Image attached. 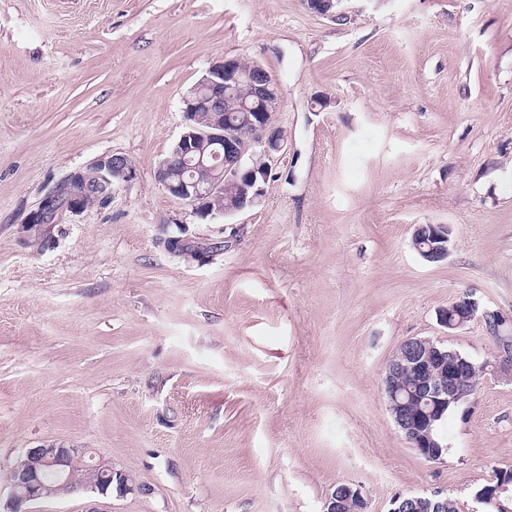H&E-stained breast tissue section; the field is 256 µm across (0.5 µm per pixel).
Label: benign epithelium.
I'll use <instances>...</instances> for the list:
<instances>
[{
  "label": "benign epithelium",
  "mask_w": 512,
  "mask_h": 512,
  "mask_svg": "<svg viewBox=\"0 0 512 512\" xmlns=\"http://www.w3.org/2000/svg\"><path fill=\"white\" fill-rule=\"evenodd\" d=\"M342 0H305L307 8L319 15L341 17ZM185 127L172 153L159 165L157 182L172 198L194 206L197 214L212 218L232 215L256 205L263 195L260 181L267 180L270 162L284 150V135L275 124L279 106L277 83L257 63L244 64L238 57L215 63L183 98ZM262 147L268 159L265 167L249 166L243 134ZM217 144L221 152L205 154L198 144ZM180 169L187 177L173 180ZM128 158L112 154L98 159L88 169L67 176L60 192H49L38 209L27 218L26 227L39 235L46 224L58 222L69 211H80L101 203L114 188L132 179ZM237 187L236 201L222 204L224 188ZM415 250L424 258L448 256L453 248L451 230L446 224H419L414 230ZM493 325L497 314L480 311V303L466 294L441 311L440 324L452 332L477 316ZM475 359L448 350L428 338H409L393 353L382 378L387 410L411 448L425 461L439 457L441 445L432 437L434 423L443 418L450 404L470 400L471 391L463 380L474 367ZM87 451L79 448H29L24 460L13 471L12 512L42 497L47 486L43 477H56L55 490L70 493L93 487H106L99 481L112 477V466L86 461ZM85 469L90 478L78 482L76 468ZM476 502L491 505L501 512H512V480L501 479L475 495ZM390 512H438L434 498L397 495Z\"/></svg>",
  "instance_id": "benign-epithelium-1"
}]
</instances>
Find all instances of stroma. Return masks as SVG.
<instances>
[{
    "label": "stroma",
    "instance_id": "stroma-1",
    "mask_svg": "<svg viewBox=\"0 0 512 512\" xmlns=\"http://www.w3.org/2000/svg\"><path fill=\"white\" fill-rule=\"evenodd\" d=\"M0 0V512L14 461L89 449L127 493L82 489L27 512H322L337 484L370 512L454 497L512 468V380L488 376L423 460L386 408L400 343L479 362L482 320L512 335V0ZM227 56L278 84L285 150L264 195L203 218L155 178L182 98ZM108 154L133 178L24 224L70 172ZM420 224L454 247L430 263ZM199 256L171 252V236ZM421 235L424 237L420 238ZM416 239L415 250L423 259L431 258L434 255L444 258L448 256L454 245L451 230L446 224L417 225L412 241L414 242ZM479 311V301L472 295L466 294L443 309L439 315V321L444 328L452 332L477 318ZM440 494L434 492L433 497L413 495L406 498L399 494L393 499L389 512H438L439 508L434 496Z\"/></svg>",
    "mask_w": 512,
    "mask_h": 512
}]
</instances>
